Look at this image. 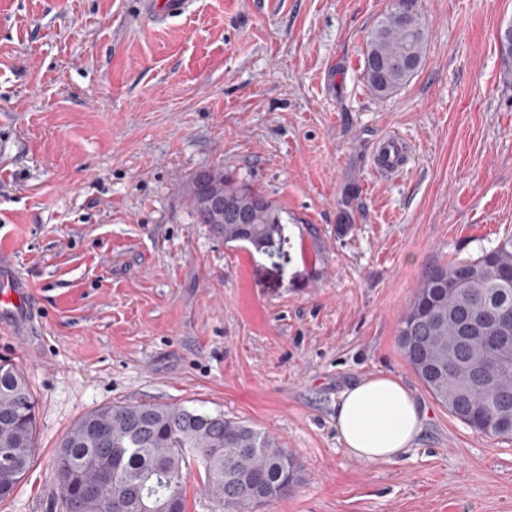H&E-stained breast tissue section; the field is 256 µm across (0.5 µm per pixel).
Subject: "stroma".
<instances>
[{"instance_id": "obj_1", "label": "stroma", "mask_w": 512, "mask_h": 512, "mask_svg": "<svg viewBox=\"0 0 512 512\" xmlns=\"http://www.w3.org/2000/svg\"><path fill=\"white\" fill-rule=\"evenodd\" d=\"M395 0H193L157 26L140 0H0V248L36 296L0 319L38 448L0 512H51L49 463L83 414L182 405L274 433L301 479L259 512H512V441L439 406L398 346L423 274L512 234V0H412L422 62L369 87ZM410 145L373 171L377 141ZM221 168L287 214L276 257L195 223ZM383 373L427 409L413 448L366 464L341 393Z\"/></svg>"}]
</instances>
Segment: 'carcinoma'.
<instances>
[{"label": "carcinoma", "instance_id": "obj_1", "mask_svg": "<svg viewBox=\"0 0 512 512\" xmlns=\"http://www.w3.org/2000/svg\"><path fill=\"white\" fill-rule=\"evenodd\" d=\"M425 44L420 16L399 0L372 32L365 76L387 95L413 75ZM230 197L258 201L251 224L227 222L220 236L256 245L283 224L282 210L261 190L222 169L210 170ZM512 314V235L475 259L429 269L402 313V354L432 398L479 434L512 439V358L480 336L461 339L469 315ZM37 402L24 373L0 363V501L11 498L35 457ZM57 512H186L193 472L214 512H255L287 495L301 465L268 430L224 416L165 404L113 403L78 419L49 464Z\"/></svg>", "mask_w": 512, "mask_h": 512}]
</instances>
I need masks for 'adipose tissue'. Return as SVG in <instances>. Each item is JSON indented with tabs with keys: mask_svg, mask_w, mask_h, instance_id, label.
Listing matches in <instances>:
<instances>
[{
	"mask_svg": "<svg viewBox=\"0 0 512 512\" xmlns=\"http://www.w3.org/2000/svg\"><path fill=\"white\" fill-rule=\"evenodd\" d=\"M425 420L417 398L382 373L346 389L336 406V428L346 451L366 463L403 456L420 436Z\"/></svg>",
	"mask_w": 512,
	"mask_h": 512,
	"instance_id": "1",
	"label": "adipose tissue"
}]
</instances>
